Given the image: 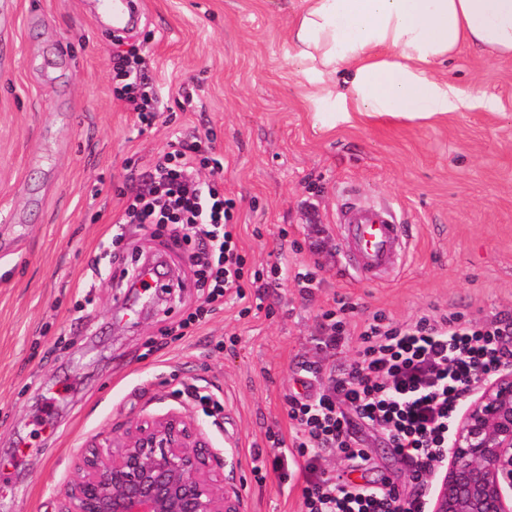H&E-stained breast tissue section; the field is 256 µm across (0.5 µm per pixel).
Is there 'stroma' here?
<instances>
[{
  "label": "stroma",
  "instance_id": "obj_1",
  "mask_svg": "<svg viewBox=\"0 0 512 512\" xmlns=\"http://www.w3.org/2000/svg\"><path fill=\"white\" fill-rule=\"evenodd\" d=\"M296 4L142 0L119 44L87 0H11L0 25V512H57L92 441L185 405L189 384L223 397L215 418L189 408L247 512H302L304 480L274 472L268 435L292 443L289 397L319 392L355 356L352 344L317 351L324 311L346 303L353 333L378 313L397 324L443 310L512 319V58L464 47L442 70L496 96V110L336 120L290 62ZM123 45L145 56L162 93L148 126L112 93ZM183 139L224 165L246 270L290 273L184 331L201 305L186 253L165 232L117 222L138 175ZM353 198L390 205L405 226L409 251L386 282L346 263L336 217ZM155 259L171 291L127 311L126 269ZM306 265L318 280L308 294L292 278ZM361 437L366 476L410 497L406 463L375 431Z\"/></svg>",
  "mask_w": 512,
  "mask_h": 512
}]
</instances>
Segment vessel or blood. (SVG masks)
Here are the masks:
<instances>
[{"label":"vessel or blood","mask_w":512,"mask_h":512,"mask_svg":"<svg viewBox=\"0 0 512 512\" xmlns=\"http://www.w3.org/2000/svg\"><path fill=\"white\" fill-rule=\"evenodd\" d=\"M102 24L113 29L133 26L137 0H98ZM338 232L349 266L374 280L395 268L408 249L404 226L389 206L351 201L338 214Z\"/></svg>","instance_id":"vessel-or-blood-1"}]
</instances>
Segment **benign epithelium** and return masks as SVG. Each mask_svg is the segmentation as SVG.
<instances>
[{
  "mask_svg": "<svg viewBox=\"0 0 512 512\" xmlns=\"http://www.w3.org/2000/svg\"><path fill=\"white\" fill-rule=\"evenodd\" d=\"M59 512H246L224 480V451L186 413L134 418L74 461ZM431 512H512V364L469 391L429 476Z\"/></svg>",
  "mask_w": 512,
  "mask_h": 512,
  "instance_id": "7a95c632",
  "label": "benign epithelium"
}]
</instances>
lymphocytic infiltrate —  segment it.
<instances>
[{
  "instance_id": "1",
  "label": "lymphocytic infiltrate",
  "mask_w": 512,
  "mask_h": 512,
  "mask_svg": "<svg viewBox=\"0 0 512 512\" xmlns=\"http://www.w3.org/2000/svg\"><path fill=\"white\" fill-rule=\"evenodd\" d=\"M144 64L139 56L120 59L116 70L125 82L114 93L148 125L160 110V94ZM198 150V143L183 141L160 157L128 197L121 221L168 228L173 244L191 251L205 303L220 305L228 295L245 298L249 281L234 222L236 201L224 194V166L213 160L209 177H201ZM511 361V320L479 325L442 313L392 326L374 317L358 334L356 358L330 374L324 390L288 401L305 512H396L391 489L354 485L320 467V452L327 448L367 463L355 436L363 426L379 430L410 467L418 489L405 512H429L425 476L448 459V437L467 388Z\"/></svg>"
}]
</instances>
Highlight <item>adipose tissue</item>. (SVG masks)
Instances as JSON below:
<instances>
[{
  "instance_id": "1",
  "label": "adipose tissue",
  "mask_w": 512,
  "mask_h": 512,
  "mask_svg": "<svg viewBox=\"0 0 512 512\" xmlns=\"http://www.w3.org/2000/svg\"><path fill=\"white\" fill-rule=\"evenodd\" d=\"M292 58L343 113L429 120L493 96L466 93L439 67L464 45L512 57V0H299Z\"/></svg>"
}]
</instances>
